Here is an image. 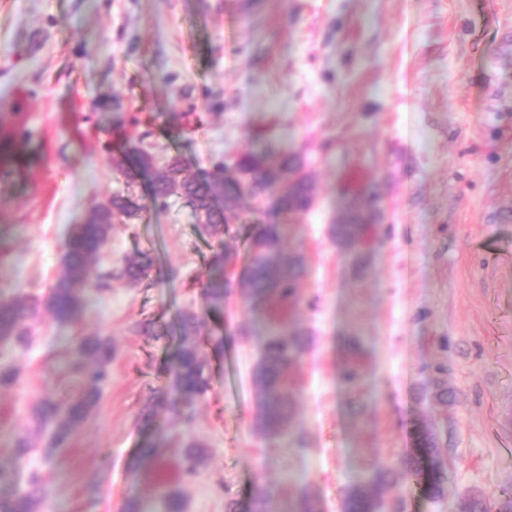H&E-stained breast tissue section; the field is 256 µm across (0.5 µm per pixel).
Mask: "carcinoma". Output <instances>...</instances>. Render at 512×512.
I'll return each mask as SVG.
<instances>
[{"mask_svg":"<svg viewBox=\"0 0 512 512\" xmlns=\"http://www.w3.org/2000/svg\"><path fill=\"white\" fill-rule=\"evenodd\" d=\"M129 152L136 157L132 169L126 167V155L112 157V166L127 178L132 179L137 172L153 168L155 156L151 151L132 146ZM305 166V160L298 154L276 153L263 147L237 156L230 167L219 163L213 173L198 179L185 175L179 157L170 158L156 176L149 202L131 194L115 193L107 204H95L82 223L73 225L63 244L61 271L45 302L46 307L56 319L70 321L81 312L86 292L107 289L114 281L129 286L139 284L152 265L149 253L137 251L127 256L116 269L104 270L97 263L112 225L135 220L148 210L167 206L170 198L180 197L194 210L200 233L221 245L229 230L228 220L238 218L244 202H250L253 211L265 218V224L249 244L248 261L239 277H234L233 272L237 253L228 250L218 253L204 290L211 313L223 312L224 301L237 283L242 285V301L254 310L269 305L281 311L293 308L297 302V285L306 266L302 255L282 252V221L312 205L315 187L303 172ZM367 228L368 225L361 223V207L356 205L347 210L341 223L331 226V234L340 244L350 248L354 259L359 261ZM34 310L35 307L24 299L0 297L1 347L14 349L30 345L32 336L26 321ZM181 326L184 340L172 371L181 404L179 414L189 419L196 398L209 387V373L207 359L198 344L189 340L196 332L197 318L192 314L185 315ZM306 344L303 329L281 317L273 321L253 370L257 393L254 427L264 437L285 442L297 439L289 376L299 365ZM72 351L74 368L81 378L80 391L64 403L49 398L34 403L31 411L33 428L16 436L11 463H0V512H44V482L34 474L21 480L19 462L34 449L33 437L45 432L48 433L45 456L52 458L57 449L68 446L98 407L102 386L109 377L112 344L98 334L80 335L73 339ZM201 455L199 444L187 445L184 453L187 474L196 472ZM427 465L432 474L433 494L440 497L445 493L439 481L442 461L432 441L423 437L402 466L405 474L418 479ZM396 474L397 469L388 464L371 473L363 483L350 488L345 494L343 512H381L385 494ZM227 512L282 510L268 492L255 490L244 507L239 509L231 503ZM288 512L321 510L319 502L304 492Z\"/></svg>","mask_w":512,"mask_h":512,"instance_id":"1","label":"carcinoma"}]
</instances>
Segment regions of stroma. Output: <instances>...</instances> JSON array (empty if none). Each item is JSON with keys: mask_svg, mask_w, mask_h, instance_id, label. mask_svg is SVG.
<instances>
[{"mask_svg": "<svg viewBox=\"0 0 512 512\" xmlns=\"http://www.w3.org/2000/svg\"><path fill=\"white\" fill-rule=\"evenodd\" d=\"M0 127L24 137L21 162L0 163V292L38 303L30 346L0 351L19 369L0 388V463L32 403L78 392L73 337L113 350L69 446L20 464L44 477L46 512L131 499L166 512L170 489L184 512H225L259 486L282 506L306 491L342 512L349 488L425 434L448 492L398 476L401 512H494L512 490V0H0ZM139 140L194 177L265 145L307 158L315 203L285 240L307 265L291 313L310 333L290 375L303 443L253 429L269 313L234 293L212 317L216 246L184 200L113 225L103 263L154 258L139 285L87 293L73 321L44 308L87 210L117 192L149 199L154 172L129 182L112 166ZM366 187L379 217L356 264L330 226L349 200L368 206ZM186 313L210 378L189 421L172 377ZM145 321L159 335L139 333ZM192 441L207 457L188 476Z\"/></svg>", "mask_w": 512, "mask_h": 512, "instance_id": "1", "label": "stroma"}]
</instances>
